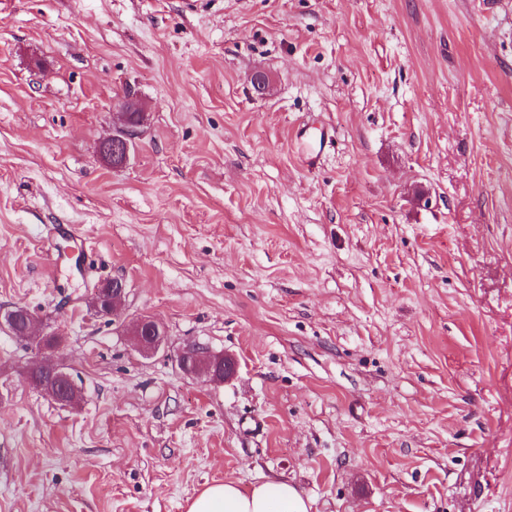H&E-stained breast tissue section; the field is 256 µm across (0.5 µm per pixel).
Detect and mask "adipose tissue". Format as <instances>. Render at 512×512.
<instances>
[{
    "label": "adipose tissue",
    "instance_id": "ef3b65f1",
    "mask_svg": "<svg viewBox=\"0 0 512 512\" xmlns=\"http://www.w3.org/2000/svg\"><path fill=\"white\" fill-rule=\"evenodd\" d=\"M187 512H311V502L286 481L259 484L247 492L224 482L203 489Z\"/></svg>",
    "mask_w": 512,
    "mask_h": 512
}]
</instances>
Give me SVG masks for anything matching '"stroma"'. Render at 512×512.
<instances>
[{
    "label": "stroma",
    "instance_id": "obj_1",
    "mask_svg": "<svg viewBox=\"0 0 512 512\" xmlns=\"http://www.w3.org/2000/svg\"><path fill=\"white\" fill-rule=\"evenodd\" d=\"M301 123L336 132L313 166ZM19 306L78 404L31 384ZM192 344L235 375L182 373ZM224 481L512 512V0H0V512H186ZM137 134L138 132L135 127L126 125L103 141V146L112 158V162L115 159L114 168L122 167L127 163L134 148ZM125 290L126 284L122 279H112L111 289L101 295V299L92 306L95 313L116 317L120 313L121 301L125 295Z\"/></svg>",
    "mask_w": 512,
    "mask_h": 512
}]
</instances>
